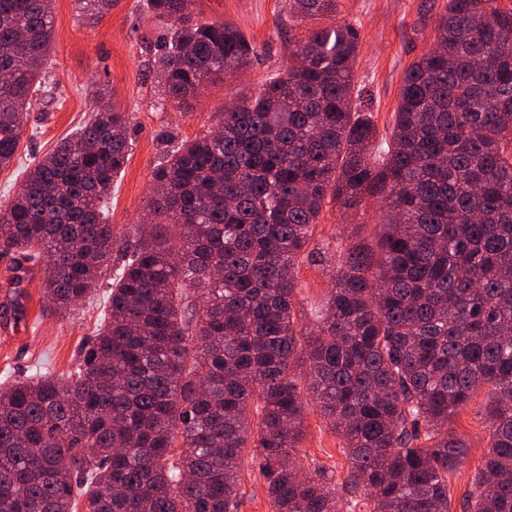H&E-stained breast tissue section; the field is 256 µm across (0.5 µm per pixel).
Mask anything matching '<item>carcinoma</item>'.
<instances>
[{"label":"carcinoma","mask_w":512,"mask_h":512,"mask_svg":"<svg viewBox=\"0 0 512 512\" xmlns=\"http://www.w3.org/2000/svg\"><path fill=\"white\" fill-rule=\"evenodd\" d=\"M115 0H75L91 21ZM192 0H147L172 21L154 60L161 101L247 65L236 28ZM448 0L434 45L405 71L390 141L354 104L361 34L311 31L285 75L171 147L153 176L152 223L117 236L103 202L130 123L95 112L26 172L0 207V251L41 262L54 308L73 310L120 262L108 320L62 383L0 388V512H236L254 444L272 512H450L466 443L448 420L489 387V450L463 512H512V11ZM336 0H288L300 19ZM51 0H0V169L26 106L50 93ZM387 210L345 248L319 322H297L299 264L327 202ZM309 366L317 407L344 441L336 483L291 464Z\"/></svg>","instance_id":"1"}]
</instances>
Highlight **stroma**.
Listing matches in <instances>:
<instances>
[{"label":"stroma","mask_w":512,"mask_h":512,"mask_svg":"<svg viewBox=\"0 0 512 512\" xmlns=\"http://www.w3.org/2000/svg\"><path fill=\"white\" fill-rule=\"evenodd\" d=\"M447 0H339L336 14L314 20L288 15V0H193L196 18L230 23L255 48L249 66L207 84L200 96L186 104L168 103L158 109L153 61L167 24L156 19L146 0H119L97 24L78 17L74 0H52L53 44L46 64L53 95L40 97L24 114L21 158L0 170V206L17 194L28 165L45 157L55 144L82 126L100 105L126 112L132 118L131 141L124 169L112 183L105 201L107 219L115 231L132 232L145 219L144 206L153 173L171 145L204 136L222 118L225 106L258 94L269 78L284 73L293 50L309 32L348 21L359 27L361 41L355 65V88L366 111L373 115L380 138H389L399 103L400 86L409 64L434 41L435 21ZM106 89V99L95 96ZM385 209L379 199L367 198L354 213L336 204L324 206L311 244H349L372 238ZM14 257L0 253V384L48 372L68 380L88 336L104 317L100 283L74 313L50 310L44 295V270L32 267L21 286H14ZM295 306L299 318L312 322L326 302L331 270L321 264H302L297 273ZM306 404L302 439L292 463L297 470L321 466L343 479L348 460L343 441L330 419L315 406L308 391L305 366L296 369ZM479 390L471 403L449 420L467 444L463 467L449 473L448 496L458 512L489 446V432L479 410L486 398ZM255 449H245L241 463L238 512H271Z\"/></svg>","instance_id":"1"}]
</instances>
